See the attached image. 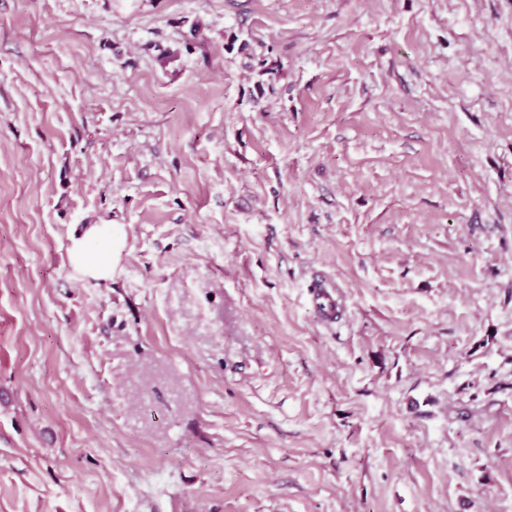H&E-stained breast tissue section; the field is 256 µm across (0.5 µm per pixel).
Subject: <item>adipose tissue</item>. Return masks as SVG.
<instances>
[{"mask_svg":"<svg viewBox=\"0 0 512 512\" xmlns=\"http://www.w3.org/2000/svg\"><path fill=\"white\" fill-rule=\"evenodd\" d=\"M127 237L119 224H86L70 237L68 253L75 275L108 282L114 279L126 249Z\"/></svg>","mask_w":512,"mask_h":512,"instance_id":"ef3b65f1","label":"adipose tissue"}]
</instances>
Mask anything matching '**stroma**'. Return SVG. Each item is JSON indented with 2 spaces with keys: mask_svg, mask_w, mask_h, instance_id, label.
Wrapping results in <instances>:
<instances>
[{
  "mask_svg": "<svg viewBox=\"0 0 512 512\" xmlns=\"http://www.w3.org/2000/svg\"><path fill=\"white\" fill-rule=\"evenodd\" d=\"M0 512H512V0H0ZM70 236L68 253L75 275L108 282L114 279L127 245L119 224H82ZM335 287L317 284L312 291V302L326 319H333L342 307V298Z\"/></svg>",
  "mask_w": 512,
  "mask_h": 512,
  "instance_id": "35a3bbf8",
  "label": "stroma"
}]
</instances>
